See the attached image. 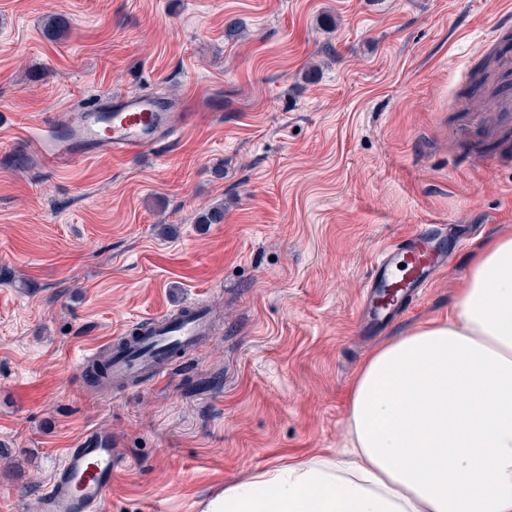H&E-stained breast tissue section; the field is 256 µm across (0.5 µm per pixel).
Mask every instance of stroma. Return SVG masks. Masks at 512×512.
<instances>
[{"instance_id":"stroma-1","label":"stroma","mask_w":512,"mask_h":512,"mask_svg":"<svg viewBox=\"0 0 512 512\" xmlns=\"http://www.w3.org/2000/svg\"><path fill=\"white\" fill-rule=\"evenodd\" d=\"M60 27L47 30V16ZM512 0H0V512H42L64 448L111 434L105 512H202L345 445L375 349L447 317L512 231ZM241 23V39L224 35ZM147 95L207 113L150 156L43 166L24 136ZM218 224L199 223L210 208ZM450 224L453 267L385 326L380 248ZM192 301L213 338L98 394L85 349Z\"/></svg>"}]
</instances>
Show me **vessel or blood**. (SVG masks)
Here are the masks:
<instances>
[{
  "instance_id": "obj_1",
  "label": "vessel or blood",
  "mask_w": 512,
  "mask_h": 512,
  "mask_svg": "<svg viewBox=\"0 0 512 512\" xmlns=\"http://www.w3.org/2000/svg\"><path fill=\"white\" fill-rule=\"evenodd\" d=\"M192 118L189 112L159 111L150 97L119 95L111 112L96 106L80 113L66 136H59L55 124H43L37 139L39 155L52 164L102 154H144L154 150L159 141L183 132ZM448 265L435 234L422 232L382 250L364 289L371 319L382 320L394 313L447 271ZM145 325L148 336L113 352L109 372L113 382L161 377L176 356L194 350L212 334L210 316L198 303L150 317ZM114 465L111 434L85 432L74 447L65 449L52 475L45 512H103Z\"/></svg>"
}]
</instances>
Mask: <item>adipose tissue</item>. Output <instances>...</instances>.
Returning a JSON list of instances; mask_svg holds the SVG:
<instances>
[{"label": "adipose tissue", "instance_id": "adipose-tissue-1", "mask_svg": "<svg viewBox=\"0 0 512 512\" xmlns=\"http://www.w3.org/2000/svg\"><path fill=\"white\" fill-rule=\"evenodd\" d=\"M350 448L226 485L204 512H512V234L474 256L446 320L372 353Z\"/></svg>", "mask_w": 512, "mask_h": 512}]
</instances>
